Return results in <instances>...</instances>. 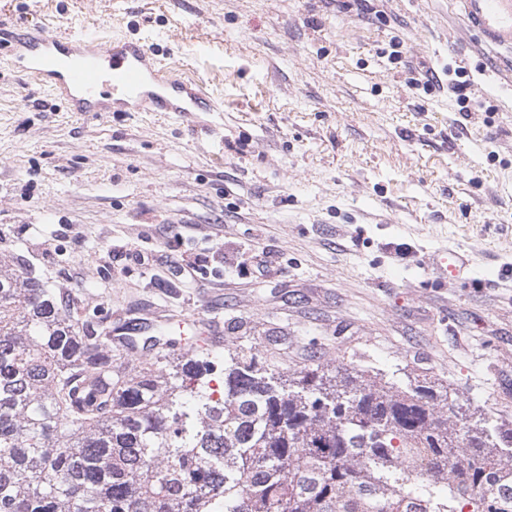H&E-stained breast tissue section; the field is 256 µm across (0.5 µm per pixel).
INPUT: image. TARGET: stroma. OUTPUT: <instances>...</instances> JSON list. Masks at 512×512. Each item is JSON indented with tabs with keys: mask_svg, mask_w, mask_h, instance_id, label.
Returning a JSON list of instances; mask_svg holds the SVG:
<instances>
[{
	"mask_svg": "<svg viewBox=\"0 0 512 512\" xmlns=\"http://www.w3.org/2000/svg\"><path fill=\"white\" fill-rule=\"evenodd\" d=\"M39 26L142 40L216 109L69 111L14 56ZM486 56L451 0H0V252L100 333L143 322L129 375L340 365L512 425V82ZM446 247L467 283L426 273ZM468 72L464 66H458L450 71L448 69V93L455 96L456 103L460 107L458 112L465 114L467 117L468 112H471L467 104L470 101L469 89L471 80Z\"/></svg>",
	"mask_w": 512,
	"mask_h": 512,
	"instance_id": "1",
	"label": "stroma"
}]
</instances>
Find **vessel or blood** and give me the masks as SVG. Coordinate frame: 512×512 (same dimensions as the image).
I'll return each instance as SVG.
<instances>
[{"label":"vessel or blood","mask_w":512,"mask_h":512,"mask_svg":"<svg viewBox=\"0 0 512 512\" xmlns=\"http://www.w3.org/2000/svg\"><path fill=\"white\" fill-rule=\"evenodd\" d=\"M461 22L485 45L512 50V0H457ZM19 45L34 51L28 72L66 99L73 111L100 112V87L148 101L155 112L213 111L199 83L177 76L154 60L141 42H115L84 34H58L38 27L22 34ZM466 260L460 252L437 253L431 270L439 280L460 278Z\"/></svg>","instance_id":"obj_1"}]
</instances>
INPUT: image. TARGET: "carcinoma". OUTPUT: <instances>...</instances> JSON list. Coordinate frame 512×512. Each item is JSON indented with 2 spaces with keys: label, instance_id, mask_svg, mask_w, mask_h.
Instances as JSON below:
<instances>
[{
  "label": "carcinoma",
  "instance_id": "obj_1",
  "mask_svg": "<svg viewBox=\"0 0 512 512\" xmlns=\"http://www.w3.org/2000/svg\"><path fill=\"white\" fill-rule=\"evenodd\" d=\"M127 378L0 253V512H512V428L448 391L255 356ZM219 397H214V393Z\"/></svg>",
  "mask_w": 512,
  "mask_h": 512
}]
</instances>
